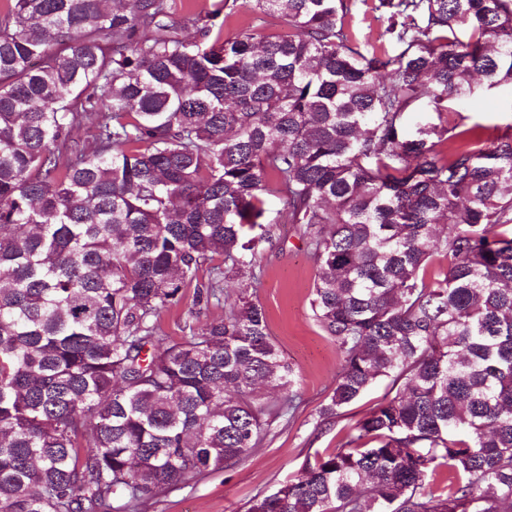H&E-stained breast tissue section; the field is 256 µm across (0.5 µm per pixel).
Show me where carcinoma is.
Returning <instances> with one entry per match:
<instances>
[{"instance_id":"obj_1","label":"carcinoma","mask_w":512,"mask_h":512,"mask_svg":"<svg viewBox=\"0 0 512 512\" xmlns=\"http://www.w3.org/2000/svg\"><path fill=\"white\" fill-rule=\"evenodd\" d=\"M357 2L254 0L285 25L258 44L205 7L182 36L176 0L0 7V512H139L294 409L247 289L177 342L157 325L228 297L268 196L342 356L318 425L398 389L247 512H512V132L462 115L512 84V0H378L399 52L371 56ZM225 302L220 305H210L206 308L203 304H194L193 289H188L182 299L173 306L163 309L157 319L160 333L168 336L170 340H179L181 336L188 335L183 327L186 321H193L195 326L224 318ZM200 312V313H199ZM198 316L195 320L192 316Z\"/></svg>"}]
</instances>
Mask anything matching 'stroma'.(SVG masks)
I'll list each match as a JSON object with an SVG mask.
<instances>
[{
	"instance_id": "stroma-1",
	"label": "stroma",
	"mask_w": 512,
	"mask_h": 512,
	"mask_svg": "<svg viewBox=\"0 0 512 512\" xmlns=\"http://www.w3.org/2000/svg\"><path fill=\"white\" fill-rule=\"evenodd\" d=\"M280 28L277 18L255 11L250 0H238V12L226 23L224 36L231 39L246 31L260 39ZM346 28L363 53L393 54L392 44L382 36L385 22L371 6L359 5L347 18ZM464 114L467 125L479 126L484 136L499 135L512 125V87L478 92ZM282 207L279 198H267L266 219L274 237L272 244L258 249L255 266L263 270L260 283L252 281L254 266L241 268L235 280L253 284V297L266 311L269 332L295 372L294 415L289 422L274 424L266 439L236 466L209 471L183 488L149 495L141 512H245L252 497L270 493L299 475L306 457L336 447L390 388L389 379L377 380L337 420L318 425L317 412L332 392L341 354L313 316L310 301L317 265L304 248L298 225L283 222ZM223 316V306L199 307L188 292L160 312L157 324L162 335L176 341L183 336L186 321L201 326Z\"/></svg>"
}]
</instances>
